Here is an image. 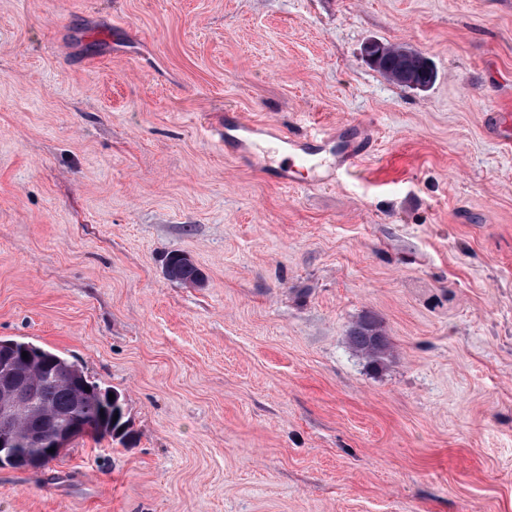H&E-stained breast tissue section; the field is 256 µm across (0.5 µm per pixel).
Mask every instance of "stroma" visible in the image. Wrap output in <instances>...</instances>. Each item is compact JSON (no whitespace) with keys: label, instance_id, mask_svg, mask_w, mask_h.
<instances>
[{"label":"stroma","instance_id":"obj_1","mask_svg":"<svg viewBox=\"0 0 512 512\" xmlns=\"http://www.w3.org/2000/svg\"><path fill=\"white\" fill-rule=\"evenodd\" d=\"M227 112L375 142L282 188L210 136ZM501 114L512 0H0V337L120 392L133 432L0 468V512H512ZM386 48L381 55V47L382 43L377 40H368L363 47V54L366 60L375 64L378 57L381 55L378 65L376 66L377 70L383 73L388 78L392 75L394 70V61L395 58L392 54L390 46L388 43H384ZM392 45L396 47V76L401 82V84L414 89L423 90L421 85L413 81L411 72L412 70H414V66L417 64L418 59H428H426L423 56L419 57V55L416 52V49H414L408 44L401 43ZM165 259L170 267L168 273L164 272L168 279L189 286L200 287L204 284L202 271L184 254L171 252ZM354 348L371 363L379 365L390 349V339L381 321L374 316L363 317L350 331Z\"/></svg>","mask_w":512,"mask_h":512}]
</instances>
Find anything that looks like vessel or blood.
Segmentation results:
<instances>
[{
	"instance_id": "1",
	"label": "vessel or blood",
	"mask_w": 512,
	"mask_h": 512,
	"mask_svg": "<svg viewBox=\"0 0 512 512\" xmlns=\"http://www.w3.org/2000/svg\"><path fill=\"white\" fill-rule=\"evenodd\" d=\"M215 132L225 150L252 158L261 168L269 162L267 145L277 146L287 157L276 175L277 183L285 187L304 181L325 185L357 172L373 142L371 127L362 121L337 126L330 133L288 136L276 125L258 124L237 114L232 123L217 125Z\"/></svg>"
}]
</instances>
